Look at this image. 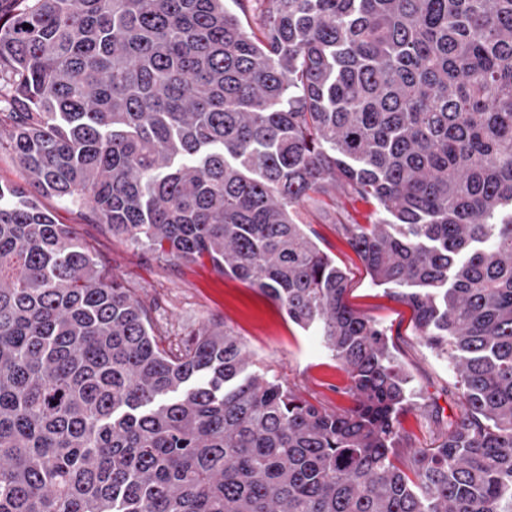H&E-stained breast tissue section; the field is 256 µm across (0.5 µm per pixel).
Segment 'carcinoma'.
Segmentation results:
<instances>
[{"label":"carcinoma","instance_id":"obj_1","mask_svg":"<svg viewBox=\"0 0 512 512\" xmlns=\"http://www.w3.org/2000/svg\"><path fill=\"white\" fill-rule=\"evenodd\" d=\"M226 2L0 0V512H512V0H257L255 31ZM337 190L456 379L402 458L409 377L303 218ZM42 195L260 289L352 405L225 326L161 347ZM0 183H24L23 171L18 161L10 152L4 149H0Z\"/></svg>","mask_w":512,"mask_h":512}]
</instances>
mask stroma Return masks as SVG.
Segmentation results:
<instances>
[{
    "instance_id": "35a3bbf8",
    "label": "stroma",
    "mask_w": 512,
    "mask_h": 512,
    "mask_svg": "<svg viewBox=\"0 0 512 512\" xmlns=\"http://www.w3.org/2000/svg\"><path fill=\"white\" fill-rule=\"evenodd\" d=\"M41 206L57 223L75 229L98 258L146 307L164 346H176L186 335L219 324L243 340L254 368L275 374L298 395L334 410L349 407L340 390L348 378L320 338L289 321L270 298L248 283L217 274L210 264L165 261L151 250L111 235L104 225L88 221L85 209L59 198L42 196ZM336 262L348 273V304L383 327L394 354L409 377V407L399 417L406 447L432 448L448 433L460 412L454 373L447 360L428 349L414 332L411 308L377 285L360 258L339 235L338 223L371 224L374 205L337 194L336 206L306 207Z\"/></svg>"
}]
</instances>
